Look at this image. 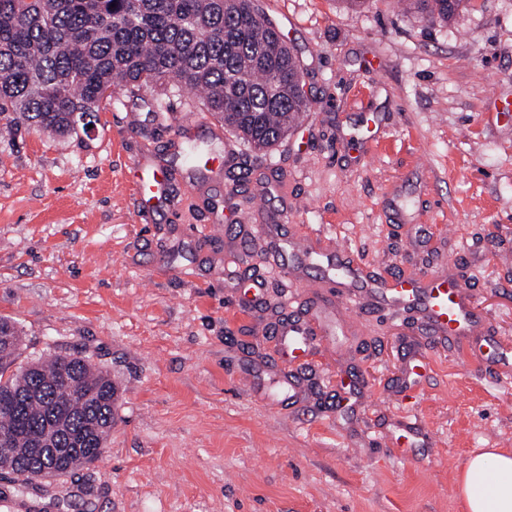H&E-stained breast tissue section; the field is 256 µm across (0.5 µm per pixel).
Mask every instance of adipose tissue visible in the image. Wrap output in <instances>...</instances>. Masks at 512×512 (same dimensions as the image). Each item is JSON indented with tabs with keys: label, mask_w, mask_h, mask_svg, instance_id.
<instances>
[{
	"label": "adipose tissue",
	"mask_w": 512,
	"mask_h": 512,
	"mask_svg": "<svg viewBox=\"0 0 512 512\" xmlns=\"http://www.w3.org/2000/svg\"><path fill=\"white\" fill-rule=\"evenodd\" d=\"M459 489L467 512H512V453L488 451L469 458Z\"/></svg>",
	"instance_id": "obj_1"
}]
</instances>
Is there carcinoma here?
I'll list each match as a JSON object with an SVG mask.
<instances>
[{
    "mask_svg": "<svg viewBox=\"0 0 512 512\" xmlns=\"http://www.w3.org/2000/svg\"><path fill=\"white\" fill-rule=\"evenodd\" d=\"M468 0H410L447 23ZM300 63L256 0H0V122L74 139L112 93L190 89L255 151L311 111ZM23 336L0 319V469L29 485L104 453L117 389L86 356L56 353L14 372Z\"/></svg>",
    "mask_w": 512,
    "mask_h": 512,
    "instance_id": "carcinoma-1",
    "label": "carcinoma"
}]
</instances>
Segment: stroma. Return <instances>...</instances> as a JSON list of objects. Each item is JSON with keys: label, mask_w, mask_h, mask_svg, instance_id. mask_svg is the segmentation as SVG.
I'll return each mask as SVG.
<instances>
[{"label": "stroma", "mask_w": 512, "mask_h": 512, "mask_svg": "<svg viewBox=\"0 0 512 512\" xmlns=\"http://www.w3.org/2000/svg\"><path fill=\"white\" fill-rule=\"evenodd\" d=\"M258 5L314 99L270 150L215 138L186 90L114 93L83 149L0 124V318L21 328L22 361L86 356L118 388L102 459L22 493L0 472L10 512H465L468 457L512 448V359L499 357L512 348V0H469L446 24L397 0ZM190 143L233 148L249 184L233 168L188 171ZM138 163L171 175L170 204L148 215ZM266 183L265 208L285 210L298 246L464 280L484 341L434 340L361 294L328 296L313 272L290 281L294 253L269 269L250 217ZM325 302L343 315L335 335L283 361L271 328ZM415 354L430 369L403 400ZM409 416L424 436L403 457L393 440Z\"/></svg>", "instance_id": "1"}]
</instances>
